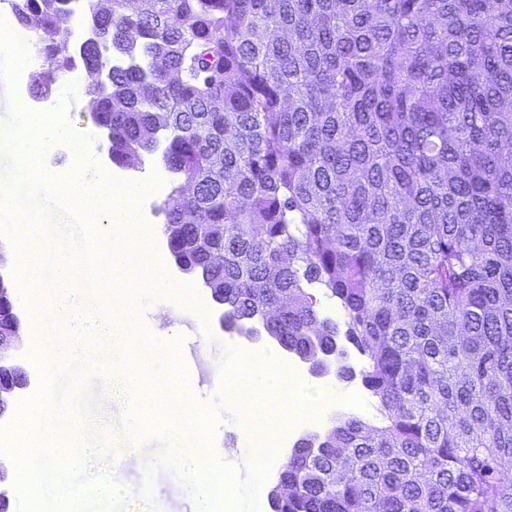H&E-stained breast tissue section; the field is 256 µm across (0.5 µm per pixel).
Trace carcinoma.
<instances>
[{
	"mask_svg": "<svg viewBox=\"0 0 512 512\" xmlns=\"http://www.w3.org/2000/svg\"><path fill=\"white\" fill-rule=\"evenodd\" d=\"M52 94L80 51L112 162L151 155L176 262L288 350L337 348L380 425L300 443L272 512H512V0H5Z\"/></svg>",
	"mask_w": 512,
	"mask_h": 512,
	"instance_id": "carcinoma-1",
	"label": "carcinoma"
}]
</instances>
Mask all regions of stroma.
I'll return each instance as SVG.
<instances>
[{
  "label": "stroma",
  "mask_w": 512,
  "mask_h": 512,
  "mask_svg": "<svg viewBox=\"0 0 512 512\" xmlns=\"http://www.w3.org/2000/svg\"><path fill=\"white\" fill-rule=\"evenodd\" d=\"M39 65L37 54H30L29 65L19 72L15 85L0 79V128H6L9 122L11 95L21 97L29 108L44 112L54 109L57 101H64L69 128L79 135L93 134L90 155L106 176L123 182L141 181L153 175L160 179V186L141 199L139 209L143 223L162 224L160 209L171 198L174 181L159 155H146L122 167L112 163L108 156L109 143L88 113L86 92L78 87L67 99L58 90L51 97H40L31 85V74ZM42 251L34 272L20 271L10 260L0 267V276L10 282L17 296L22 295L25 288H38L45 304L50 306L55 302L52 258L62 255L64 249L46 234L42 237ZM116 298L129 309L133 324L113 323L112 301ZM76 311L89 321L86 338L96 348L99 360L112 363L111 369L102 373L87 371L77 360L70 363L71 377L87 382L83 390L87 405L82 409L73 408L80 428L74 435L62 436L59 444L84 457L86 481L98 479L94 464L99 455L108 452L113 458H120L123 448L132 443L138 446L139 455L125 462L121 470V478L130 489L129 494L120 498L121 512H198L195 501L174 471L161 468L150 476L145 464L167 450L194 444L203 431L214 425L219 432L210 442L212 450L223 456L225 464L235 468L239 479L247 478L251 450L237 433L235 409L224 402L223 362L229 349L263 353L275 347V339L264 335L251 341L228 331L220 323L224 312L221 305L210 304L206 316L202 317L197 305H175L172 296L163 291L145 296L136 292L134 283L103 275L84 286ZM18 314L21 335L9 359L25 369L29 383L11 395L10 411L0 416V425L13 420L14 410L39 393L43 377L38 352L55 353L69 334L67 320L49 316L37 333L39 343H32L31 336L35 333L31 330L26 307H19ZM144 362L156 370L154 386L176 384L185 389L195 406V417L168 413L158 400H131L125 388V375ZM105 380L111 383V399L106 406L99 399L100 384ZM308 381L314 386L341 385L345 395L356 397L357 402L346 408H330L315 426L300 428L295 422H288L294 439L325 434L345 417L378 424L377 401L357 376L348 381L340 380L336 368L332 367L325 375L309 376ZM134 415L141 419V432L136 436L126 425L127 418Z\"/></svg>",
  "instance_id": "1"
}]
</instances>
